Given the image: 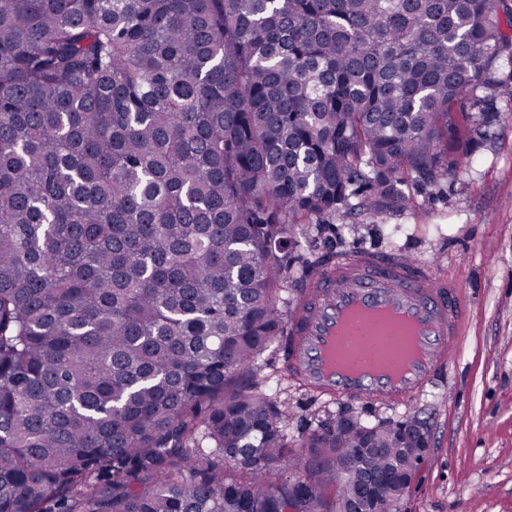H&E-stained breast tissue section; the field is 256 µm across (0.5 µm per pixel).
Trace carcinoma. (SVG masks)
<instances>
[{
    "label": "carcinoma",
    "mask_w": 512,
    "mask_h": 512,
    "mask_svg": "<svg viewBox=\"0 0 512 512\" xmlns=\"http://www.w3.org/2000/svg\"><path fill=\"white\" fill-rule=\"evenodd\" d=\"M503 63L512 0H0V512L402 500L398 421L297 445L257 360L296 229L452 176Z\"/></svg>",
    "instance_id": "obj_1"
}]
</instances>
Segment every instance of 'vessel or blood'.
<instances>
[{"instance_id":"b4317fda","label":"vessel or blood","mask_w":512,"mask_h":512,"mask_svg":"<svg viewBox=\"0 0 512 512\" xmlns=\"http://www.w3.org/2000/svg\"><path fill=\"white\" fill-rule=\"evenodd\" d=\"M463 282L355 247L302 289L288 320L290 376L312 391L379 406L445 378L468 315Z\"/></svg>"}]
</instances>
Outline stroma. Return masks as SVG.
I'll return each mask as SVG.
<instances>
[{
  "label": "stroma",
  "mask_w": 512,
  "mask_h": 512,
  "mask_svg": "<svg viewBox=\"0 0 512 512\" xmlns=\"http://www.w3.org/2000/svg\"><path fill=\"white\" fill-rule=\"evenodd\" d=\"M495 79L499 117L454 177L419 193L404 212L302 225L292 252L333 255L358 245L385 252L394 244L466 286L453 391L431 386L408 404L354 405L371 423L413 416L428 429L429 452L400 512H512V71L501 68ZM396 225L400 233L389 236ZM259 365L265 391H279L288 406L290 433L335 418L339 400L294 385L281 352L266 351Z\"/></svg>",
  "instance_id": "stroma-1"
}]
</instances>
